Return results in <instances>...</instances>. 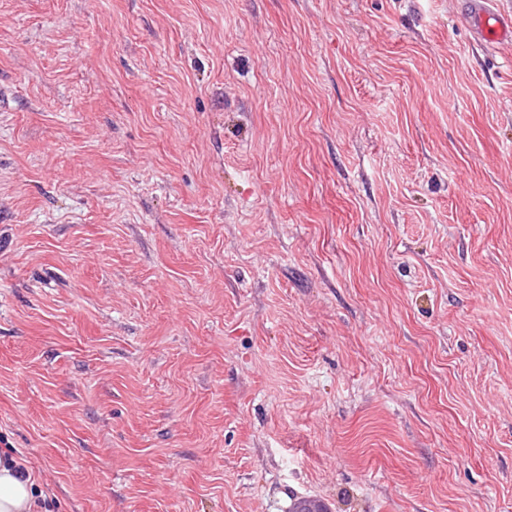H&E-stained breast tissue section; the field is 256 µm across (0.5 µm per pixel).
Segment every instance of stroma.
<instances>
[{
	"label": "stroma",
	"instance_id": "stroma-1",
	"mask_svg": "<svg viewBox=\"0 0 512 512\" xmlns=\"http://www.w3.org/2000/svg\"><path fill=\"white\" fill-rule=\"evenodd\" d=\"M457 2L0 0L50 512H512V50Z\"/></svg>",
	"mask_w": 512,
	"mask_h": 512
}]
</instances>
